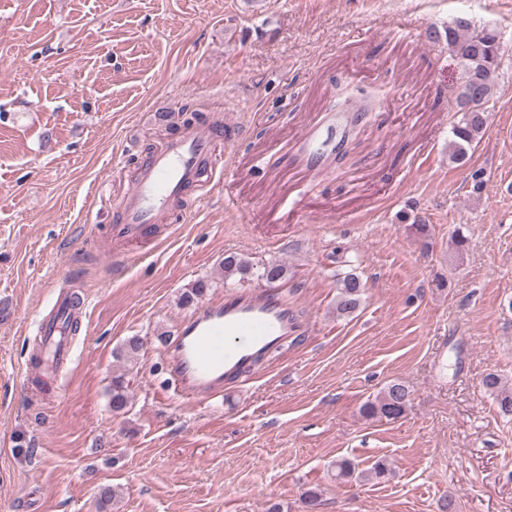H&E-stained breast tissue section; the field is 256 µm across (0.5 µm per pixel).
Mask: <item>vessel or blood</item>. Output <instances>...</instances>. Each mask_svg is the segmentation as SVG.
<instances>
[{
    "mask_svg": "<svg viewBox=\"0 0 512 512\" xmlns=\"http://www.w3.org/2000/svg\"><path fill=\"white\" fill-rule=\"evenodd\" d=\"M247 134L244 125L183 128L141 162L131 189L113 215V237L125 243L139 241L166 222L173 202L193 208L224 174L225 140H240ZM305 143L312 163L326 162L336 149V129L308 130ZM82 308L69 295H58L54 315L41 324L43 353L36 380L43 392L58 390L55 368L71 356L69 336ZM307 328L281 294L268 289H230L223 299L201 303L179 323L165 353L169 399L206 403L223 395L244 383L257 363L280 352L293 335Z\"/></svg>",
    "mask_w": 512,
    "mask_h": 512,
    "instance_id": "1",
    "label": "vessel or blood"
}]
</instances>
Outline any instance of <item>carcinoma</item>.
<instances>
[{
    "instance_id": "1",
    "label": "carcinoma",
    "mask_w": 512,
    "mask_h": 512,
    "mask_svg": "<svg viewBox=\"0 0 512 512\" xmlns=\"http://www.w3.org/2000/svg\"><path fill=\"white\" fill-rule=\"evenodd\" d=\"M445 39L448 47L461 62L464 80L460 86L457 101L459 119L452 126L453 140L449 159L461 165L467 162V151L474 142L481 139L486 129V104L493 94L494 75L500 63L502 46L499 33L491 27L476 28L472 22L459 16L445 28L444 32H435L434 39ZM224 277L240 275L242 279H256L269 286L286 280L288 270L277 260L260 265L252 263L245 255L229 253L223 260ZM340 291L336 298V313L350 315L357 311L364 286L353 273H347L339 279ZM212 288L209 280L199 279L180 295L183 306H193ZM140 348L139 338L130 337L114 351L118 359L131 360ZM483 387L496 398L500 413L512 414V389L503 385L500 377L494 373L487 374L482 380ZM410 391L399 382L388 384L381 394L372 401L365 402L361 414L369 419L379 418L396 421L406 412ZM109 405L112 413L123 415L131 406V395L124 376L112 378L109 391ZM359 470V464L348 458L336 461V478L350 480Z\"/></svg>"
}]
</instances>
